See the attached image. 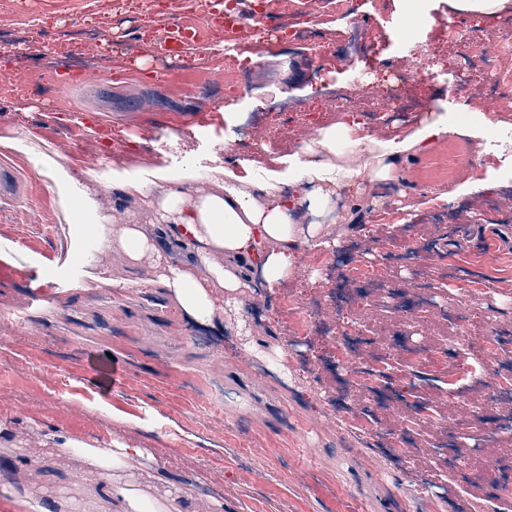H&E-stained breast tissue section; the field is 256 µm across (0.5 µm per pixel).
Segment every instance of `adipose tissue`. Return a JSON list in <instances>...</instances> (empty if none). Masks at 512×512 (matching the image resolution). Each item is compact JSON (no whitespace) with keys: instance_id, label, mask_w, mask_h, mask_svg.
Here are the masks:
<instances>
[{"instance_id":"obj_1","label":"adipose tissue","mask_w":512,"mask_h":512,"mask_svg":"<svg viewBox=\"0 0 512 512\" xmlns=\"http://www.w3.org/2000/svg\"><path fill=\"white\" fill-rule=\"evenodd\" d=\"M448 133L468 137L475 128L468 121L449 125L436 113L404 139L384 141L361 134L357 122L341 121L319 129L289 156L284 172L244 178L213 168L214 192L197 188L191 169H154L137 178L116 171L113 188L147 200L155 235L138 224L112 225L87 201L68 209L67 219L77 233L91 232L101 247L117 244L133 259L152 258L160 268L158 282L179 312L189 321L210 323L239 310L248 295L274 292L296 273L303 247L327 246L321 217L335 216L340 201L358 195L363 184L390 185L401 155ZM0 149L28 157L60 194L75 181L72 169L34 137L0 138ZM161 183L169 189L159 195L155 188ZM217 252L223 264H212ZM59 447L89 463L79 480L118 501L121 512H184L182 497L157 498L139 487L132 463L144 449L98 448L68 436Z\"/></svg>"}]
</instances>
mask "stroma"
I'll return each mask as SVG.
<instances>
[{
  "mask_svg": "<svg viewBox=\"0 0 512 512\" xmlns=\"http://www.w3.org/2000/svg\"><path fill=\"white\" fill-rule=\"evenodd\" d=\"M196 0H0V137L35 134L80 172L74 201L93 200L115 225L143 224L148 206L137 195L109 188L113 171L137 177L163 168L207 172L226 166L243 177L281 171L312 133L292 127L293 112H320L325 125L340 121L337 90L365 84L378 92L383 121L365 124V134L400 139L434 112L460 120V107L486 119L470 138L450 134L421 153L404 158L390 195L366 188L326 223L324 266L312 267V248L302 250L296 274L274 294L244 299V337L223 323L197 326L179 313L158 283L149 260L133 261L120 247L101 248L88 234L75 235L63 218L61 199L23 156L30 172V197L0 207V446L13 463L9 488L0 487V512H14L12 495H36L118 512L111 498L77 480L83 460L62 453L51 438L63 432L108 448L118 442L146 449L138 476L150 493L189 491L193 512H512V500L489 502L483 455L499 443L477 446L480 425L461 430L473 448L472 477L459 485L437 466L426 447L437 432L425 425L415 451L432 484L423 496L406 472L369 435L352 432V406L337 407L340 378L333 365L337 324L361 321L370 335L393 342L408 331L425 347L455 341L459 327L441 312L458 308L494 334L512 321V253L499 251L483 235L472 213L446 224L426 223L428 211L456 203L453 189L473 188L467 197L497 198L512 207V106L485 97L481 81L469 93L456 90L458 45L449 25L462 18L448 0H349L336 13L332 0H309L298 15L301 27L338 37L335 68L318 62L299 41L275 51L241 53L242 96L224 95V57L240 53L222 32L202 33L187 51L172 55L154 46L172 23L194 25ZM37 19L47 37L31 41L28 23ZM106 30L125 42L113 60L127 77L114 81L82 59L99 55L96 33ZM58 61L73 63L70 96L43 99L54 89ZM411 70L412 95L422 109L392 115L384 98L398 72ZM453 157V169H438ZM396 212L392 228L368 236L364 226L377 210ZM442 240L467 264L483 268L477 295L462 284L439 280L433 256L424 264L434 288L418 325L406 329L404 309L415 288L410 270L398 272L393 298L363 286L362 296L341 311L333 291L344 285L347 264L379 259L392 250L418 249ZM105 267L117 287L94 278ZM309 299L308 339L294 346L292 320L281 306L289 296ZM281 351L287 381L267 370L261 353ZM476 360L456 358L458 385L447 378L431 388L448 414L466 411L460 393L493 392L476 371Z\"/></svg>",
  "mask_w": 512,
  "mask_h": 512,
  "instance_id": "1",
  "label": "stroma"
}]
</instances>
